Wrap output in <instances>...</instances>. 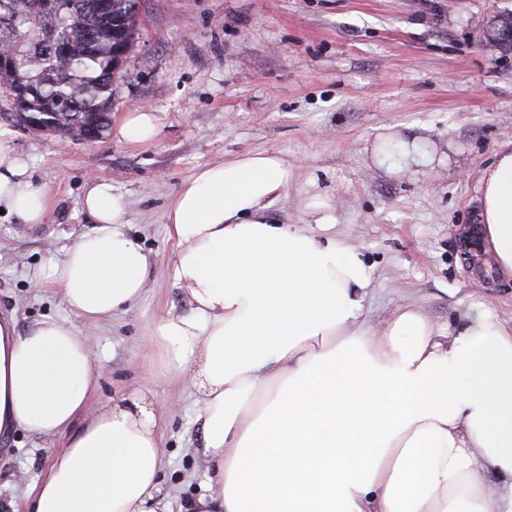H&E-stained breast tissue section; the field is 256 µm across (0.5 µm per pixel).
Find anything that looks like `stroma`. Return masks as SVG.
<instances>
[{
    "label": "stroma",
    "instance_id": "35a3bbf8",
    "mask_svg": "<svg viewBox=\"0 0 512 512\" xmlns=\"http://www.w3.org/2000/svg\"><path fill=\"white\" fill-rule=\"evenodd\" d=\"M506 8L512 0H141L102 139L59 144L13 120L0 92V133L54 201L36 226L0 214V308L24 325L66 315L32 274L92 229L82 196L110 178L131 202V235L156 262L141 301L94 331L103 371L88 409L157 381L175 505L205 490L195 391L186 379H159L149 330L172 296L166 207L198 170L247 151L281 154L290 177L268 217L308 224L311 204L322 203L337 236L376 269L374 323L410 302L443 326L472 301L512 318V281L465 248L480 222V172L512 140V51L491 54L483 31ZM138 106L158 117L153 141L115 134ZM389 127L428 139L438 162L423 171L378 167L373 147ZM58 444L22 430L1 438L0 497L25 503Z\"/></svg>",
    "mask_w": 512,
    "mask_h": 512
}]
</instances>
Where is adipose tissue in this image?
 Returning <instances> with one entry per match:
<instances>
[{
  "label": "adipose tissue",
  "mask_w": 512,
  "mask_h": 512,
  "mask_svg": "<svg viewBox=\"0 0 512 512\" xmlns=\"http://www.w3.org/2000/svg\"><path fill=\"white\" fill-rule=\"evenodd\" d=\"M289 176L280 154L248 152L199 170L168 206L186 306L150 336L164 375H189L198 395L208 491L185 512H512V320L474 302L441 327L407 303L374 326L375 268L332 217L268 218ZM478 192L483 251L512 279V141ZM52 206L0 136V209L35 225ZM82 207L93 228L35 280L69 317L23 328L0 309V438L62 440L26 512H173L155 388L84 414L101 374L91 332L143 298L153 258L111 179Z\"/></svg>",
  "instance_id": "obj_1"
}]
</instances>
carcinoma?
<instances>
[{
    "label": "carcinoma",
    "mask_w": 512,
    "mask_h": 512,
    "mask_svg": "<svg viewBox=\"0 0 512 512\" xmlns=\"http://www.w3.org/2000/svg\"><path fill=\"white\" fill-rule=\"evenodd\" d=\"M9 19L0 22V88L9 93L13 116L39 121L37 130L60 132L74 141L90 122L109 127L112 84L134 44L141 0H61L53 18L34 11L35 0H7ZM512 10L494 22L493 48L512 50ZM30 39L60 40L61 55L31 51Z\"/></svg>",
    "instance_id": "1"
}]
</instances>
